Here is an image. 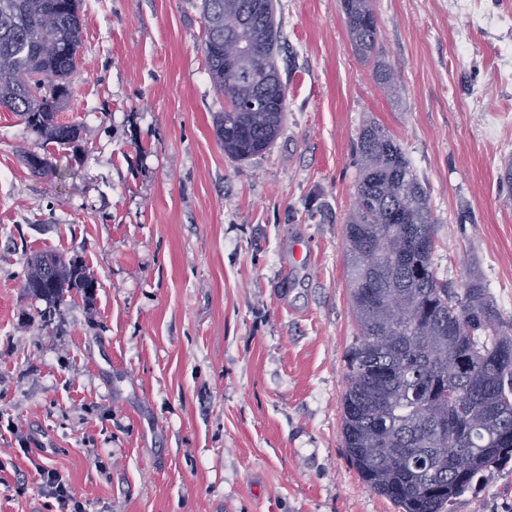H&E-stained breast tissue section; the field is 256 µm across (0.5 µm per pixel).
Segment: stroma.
Returning a JSON list of instances; mask_svg holds the SVG:
<instances>
[{"instance_id": "obj_1", "label": "stroma", "mask_w": 512, "mask_h": 512, "mask_svg": "<svg viewBox=\"0 0 512 512\" xmlns=\"http://www.w3.org/2000/svg\"><path fill=\"white\" fill-rule=\"evenodd\" d=\"M373 6L365 62L340 0H279L286 119L237 162L214 130L201 0H80L58 114L76 139L0 109V512H45L29 448L89 512H397L342 446L356 145L371 121L394 135L430 194L438 280L477 269L512 320V0ZM40 252L81 262L93 303L28 295ZM449 510L512 512V457Z\"/></svg>"}]
</instances>
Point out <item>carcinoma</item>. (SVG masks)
I'll list each match as a JSON object with an SVG mask.
<instances>
[{
    "instance_id": "obj_1",
    "label": "carcinoma",
    "mask_w": 512,
    "mask_h": 512,
    "mask_svg": "<svg viewBox=\"0 0 512 512\" xmlns=\"http://www.w3.org/2000/svg\"><path fill=\"white\" fill-rule=\"evenodd\" d=\"M372 0H341L348 36L364 60L376 54ZM275 0H202V51L224 111L215 116L224 154L245 161L280 134L287 99L251 109L264 72L278 70ZM245 18L233 33L243 65L224 70V15ZM82 43L79 0H0V107L46 140L66 144L74 126L57 121ZM359 204L345 225L351 285L372 280L402 296L406 322L370 310L352 292L362 342L343 399L342 442L365 484L401 512H442L475 475L512 457V322L472 272L448 291L432 266L436 222L425 186L400 144L376 123L358 141ZM23 288L48 307L72 292L93 299L96 280L77 260L46 253ZM455 369L448 380V367ZM386 395L379 412L362 405Z\"/></svg>"
}]
</instances>
